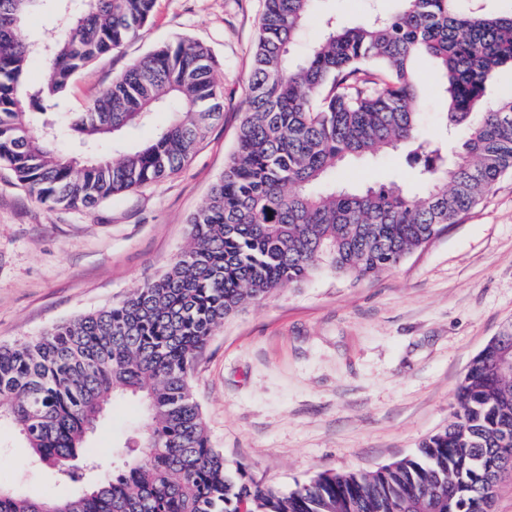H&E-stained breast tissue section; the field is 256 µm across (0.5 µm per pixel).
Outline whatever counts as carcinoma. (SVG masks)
Listing matches in <instances>:
<instances>
[{"label": "carcinoma", "instance_id": "1", "mask_svg": "<svg viewBox=\"0 0 512 512\" xmlns=\"http://www.w3.org/2000/svg\"><path fill=\"white\" fill-rule=\"evenodd\" d=\"M43 2L0 0V165L43 205L85 210L180 170L223 117L210 50L185 39L160 45L63 119L50 103L97 58L140 37L155 0H83L78 15L56 0L59 34L47 41L21 23ZM315 2L264 0L235 150L167 271L119 304L0 346V422L16 428L30 459L81 485L59 499L0 484V512H484L489 487L512 474V376L498 371L497 344L473 358L448 428L374 472L322 473L281 492L248 483L209 444L190 378L225 318L323 267L362 279L400 264L512 172V91L489 96L496 71L512 69V12L402 0L399 12L355 26L329 14L297 56ZM425 58L437 65L445 134L467 131L451 156L421 134ZM36 59L47 75L33 85ZM159 107L167 125L127 144ZM62 127L95 156L58 150ZM402 145L418 164L416 188H336L346 159ZM128 393L145 406V445L89 482L99 463L88 438Z\"/></svg>", "mask_w": 512, "mask_h": 512}]
</instances>
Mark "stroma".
<instances>
[{"instance_id":"stroma-1","label":"stroma","mask_w":512,"mask_h":512,"mask_svg":"<svg viewBox=\"0 0 512 512\" xmlns=\"http://www.w3.org/2000/svg\"><path fill=\"white\" fill-rule=\"evenodd\" d=\"M262 0H156L141 38L76 76L55 110H78L158 45L190 39L216 57L224 116L179 172L94 210L51 209L0 166V345L125 299L162 275L190 242L188 218L223 175L246 111ZM399 0H319L298 51L322 19L344 24ZM406 151L339 169L336 181L415 187ZM512 327V173L459 222L395 267L360 280L323 268L225 319L191 374L213 448L229 468L290 491L322 472L377 470L412 455L447 427L472 359ZM143 411L117 399L88 445L104 464L138 447ZM0 484L30 496L77 495L31 463L16 430L0 425Z\"/></svg>"}]
</instances>
